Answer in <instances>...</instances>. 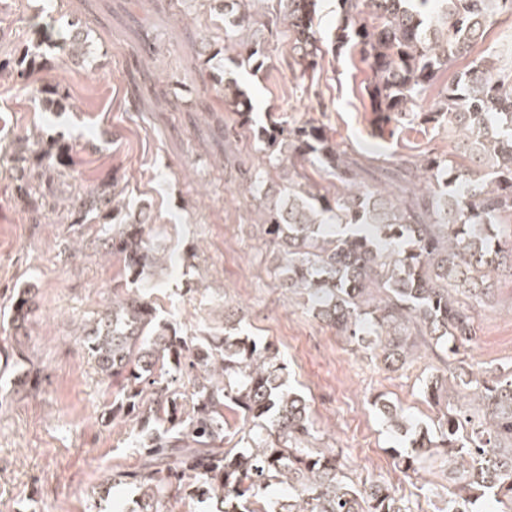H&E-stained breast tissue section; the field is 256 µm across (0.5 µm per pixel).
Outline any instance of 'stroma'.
Instances as JSON below:
<instances>
[{"mask_svg": "<svg viewBox=\"0 0 512 512\" xmlns=\"http://www.w3.org/2000/svg\"><path fill=\"white\" fill-rule=\"evenodd\" d=\"M38 19L83 33L82 53L41 45ZM204 37L224 45L223 23L211 22L201 0H0V55L21 63L0 72V512H100L113 474L138 466L131 426L101 418L112 391L82 342L122 283L123 264L104 245L107 220L77 224L64 207L115 174L130 208L148 205L169 257L151 280L163 316L220 331L229 312L241 333L274 343L290 389L308 401L316 447L335 449L356 484L390 481L393 451L408 445L376 399L428 428L443 412L422 397L444 365L439 348L420 347L403 368L386 369L367 342L315 318L308 295L281 288L258 203L239 183L241 168L262 163V146L232 133L233 116L196 57ZM288 50L280 34L263 72H238L258 116L325 126L369 179L399 160L453 150L457 134L444 127L377 131L358 53L326 55L300 76L287 67ZM55 85L65 95L58 109L35 95ZM35 134L70 158L41 183L50 206L39 213L18 198L8 155ZM25 284L34 312L17 331L8 316ZM460 356L474 373L512 374V274L494 277ZM453 489L447 459L434 455L401 479L398 494L411 512H448Z\"/></svg>", "mask_w": 512, "mask_h": 512, "instance_id": "35a3bbf8", "label": "stroma"}]
</instances>
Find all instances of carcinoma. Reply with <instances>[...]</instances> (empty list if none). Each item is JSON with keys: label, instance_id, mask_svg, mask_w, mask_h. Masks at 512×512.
<instances>
[{"label": "carcinoma", "instance_id": "obj_1", "mask_svg": "<svg viewBox=\"0 0 512 512\" xmlns=\"http://www.w3.org/2000/svg\"><path fill=\"white\" fill-rule=\"evenodd\" d=\"M316 2L207 0L224 11V45L237 48L224 57V72L212 74L237 124L263 144L269 162L287 153L347 186L331 195L290 179L273 189L265 171H245L260 224L278 250L282 287L306 292L317 316L339 331L374 337L389 367L404 366L420 338L447 349L459 391L477 397L475 411L445 412L433 433L375 402L389 426L409 437V447L395 451L397 467L414 473L421 458L443 448L458 487L448 512H473L487 495L512 512V379L478 378L457 358L473 337L474 310L452 296L479 303L491 274L512 269V242L500 231L502 218L512 216V45L491 60L473 59L433 107H420L452 59L470 55L491 25L512 20V0H337L339 21L327 45L315 29ZM280 25L288 28L289 69L314 72L329 52L358 51L370 72L365 93L377 126L448 125L459 134L454 153L416 160L409 191L368 183L321 125L272 112L256 122L230 65L263 68ZM39 37L71 54L81 46L79 34L53 24L39 26ZM12 163L19 198L38 213L46 202L35 197L33 168L57 170L69 158L61 147L36 157L25 146ZM123 193L114 174L70 200L69 211L78 223L112 217L107 242L124 267V293L85 327L83 344L115 387L104 420L132 423L143 449L133 475L140 494L129 512H161L173 491L210 502L212 512H263L260 500L273 485L289 488L275 512H411L389 483L359 487L333 450L312 445L307 402L289 388L275 344L231 331L189 335L161 317L146 288L165 255L151 236L147 208L131 216ZM32 291L17 289L10 317L16 330L32 314ZM423 393L439 404L445 376H431ZM233 406L244 421L237 430L224 418Z\"/></svg>", "mask_w": 512, "mask_h": 512}]
</instances>
